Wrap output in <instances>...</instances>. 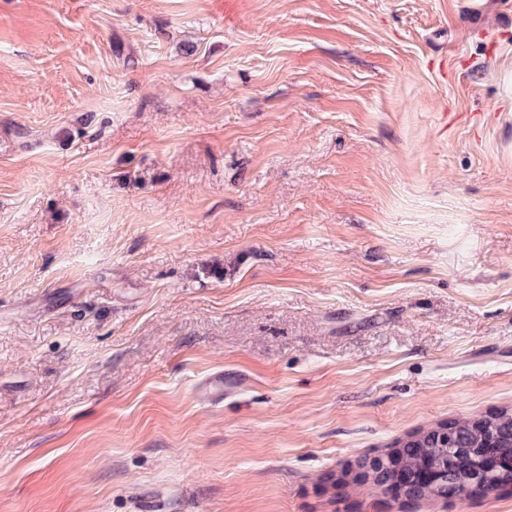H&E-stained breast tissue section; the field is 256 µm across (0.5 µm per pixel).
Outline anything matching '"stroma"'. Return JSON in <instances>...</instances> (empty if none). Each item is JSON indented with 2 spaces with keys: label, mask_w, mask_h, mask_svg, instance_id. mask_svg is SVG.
<instances>
[{
  "label": "stroma",
  "mask_w": 512,
  "mask_h": 512,
  "mask_svg": "<svg viewBox=\"0 0 512 512\" xmlns=\"http://www.w3.org/2000/svg\"><path fill=\"white\" fill-rule=\"evenodd\" d=\"M499 3L0 0V512H512L341 480L512 409Z\"/></svg>",
  "instance_id": "1"
}]
</instances>
